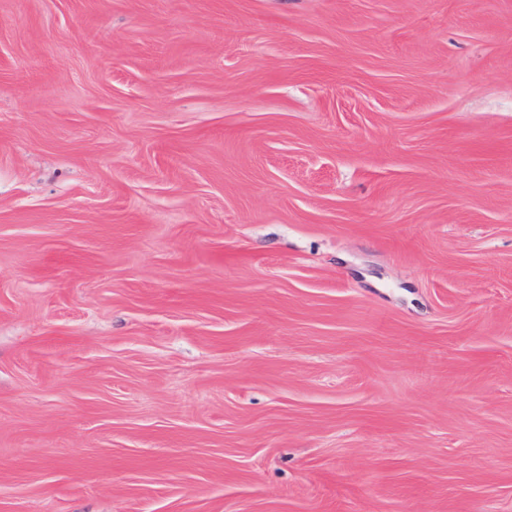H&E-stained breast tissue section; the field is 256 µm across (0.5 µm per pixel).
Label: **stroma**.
Segmentation results:
<instances>
[{
  "label": "stroma",
  "instance_id": "stroma-1",
  "mask_svg": "<svg viewBox=\"0 0 512 512\" xmlns=\"http://www.w3.org/2000/svg\"><path fill=\"white\" fill-rule=\"evenodd\" d=\"M0 512H512V0H0Z\"/></svg>",
  "mask_w": 512,
  "mask_h": 512
}]
</instances>
